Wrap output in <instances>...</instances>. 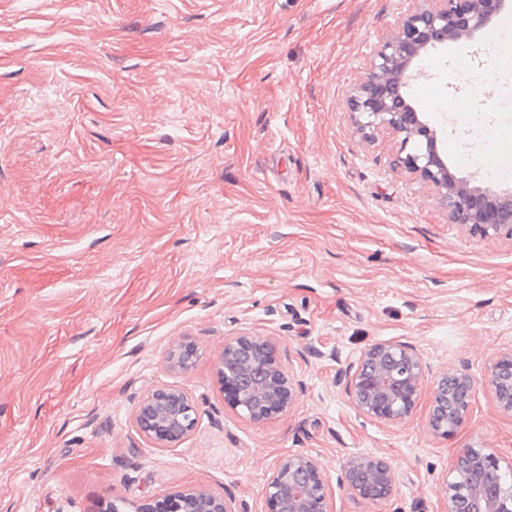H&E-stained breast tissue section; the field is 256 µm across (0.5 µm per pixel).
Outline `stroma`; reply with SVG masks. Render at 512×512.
Instances as JSON below:
<instances>
[{
  "mask_svg": "<svg viewBox=\"0 0 512 512\" xmlns=\"http://www.w3.org/2000/svg\"><path fill=\"white\" fill-rule=\"evenodd\" d=\"M410 0H0V512H106L190 487L264 512L291 453L331 512H442L439 478L475 440L512 459L489 361L512 348V239L452 224L433 190L363 138L347 95ZM485 28L414 62L406 90L457 176L475 127L512 146V71ZM231 336L272 340L302 387L253 422L215 375ZM191 340L186 371L167 356ZM414 346L474 379L468 419L365 418L334 384L371 345ZM173 386L196 430L169 448L135 409ZM386 457L390 498L340 483Z\"/></svg>",
  "mask_w": 512,
  "mask_h": 512,
  "instance_id": "stroma-1",
  "label": "stroma"
}]
</instances>
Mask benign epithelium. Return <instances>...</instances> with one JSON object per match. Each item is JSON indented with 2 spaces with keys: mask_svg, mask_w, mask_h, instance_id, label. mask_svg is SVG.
<instances>
[{
  "mask_svg": "<svg viewBox=\"0 0 512 512\" xmlns=\"http://www.w3.org/2000/svg\"><path fill=\"white\" fill-rule=\"evenodd\" d=\"M502 4L503 0H413L396 33L383 41L361 72L347 106L359 117L364 138L385 130L400 138L392 168L431 185L448 208L449 223L468 226L485 237L512 239V187L493 191L452 173L439 152L437 131L420 120L405 96L408 81L422 76L412 70L416 58L439 44L473 38ZM192 350L176 345L169 363L188 369L191 362L182 360V353ZM215 373L224 402L252 421L284 415L295 403L298 380L283 367L269 339H226ZM425 378L423 358L413 347L384 341L364 351L357 363L340 369L336 382L358 414L394 424L412 415ZM487 381L497 411L512 416V349L491 359ZM473 387L472 376L463 370L448 369L435 378L427 413L435 437L447 439L465 423ZM198 419L194 400L168 386L147 393L135 411L139 431L159 447L186 438ZM503 468L511 471L512 461L503 463L479 440L460 449L439 481L444 512H512V482L495 479ZM342 482L362 500L378 502L391 496L395 474L387 459L356 454L346 458ZM164 499L167 512H181L187 501L199 512H237L224 497L199 488L176 491ZM264 500L265 512H330L328 480L318 459L303 453L283 457L267 479Z\"/></svg>",
  "mask_w": 512,
  "mask_h": 512,
  "instance_id": "7a95c632",
  "label": "benign epithelium"
}]
</instances>
